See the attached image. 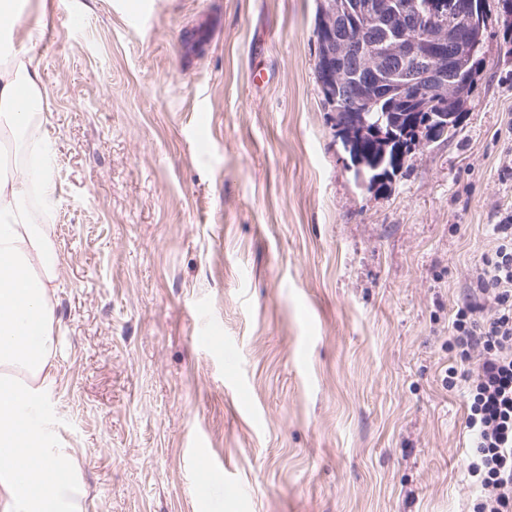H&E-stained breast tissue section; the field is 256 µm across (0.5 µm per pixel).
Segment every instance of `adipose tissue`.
<instances>
[{
    "label": "adipose tissue",
    "mask_w": 512,
    "mask_h": 512,
    "mask_svg": "<svg viewBox=\"0 0 512 512\" xmlns=\"http://www.w3.org/2000/svg\"><path fill=\"white\" fill-rule=\"evenodd\" d=\"M28 51L0 44V136L28 129L42 104ZM45 196L50 170L0 175V512H84L82 467L56 447L42 398L55 383L54 316L59 255L25 207L32 179Z\"/></svg>",
    "instance_id": "ef3b65f1"
}]
</instances>
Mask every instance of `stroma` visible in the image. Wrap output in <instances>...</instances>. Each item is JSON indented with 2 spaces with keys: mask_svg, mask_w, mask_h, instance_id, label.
I'll return each instance as SVG.
<instances>
[{
  "mask_svg": "<svg viewBox=\"0 0 512 512\" xmlns=\"http://www.w3.org/2000/svg\"><path fill=\"white\" fill-rule=\"evenodd\" d=\"M317 6L25 0L61 257L44 409L85 512L472 508L448 318L512 207V53L492 23L454 133L367 189Z\"/></svg>",
  "mask_w": 512,
  "mask_h": 512,
  "instance_id": "35a3bbf8",
  "label": "stroma"
}]
</instances>
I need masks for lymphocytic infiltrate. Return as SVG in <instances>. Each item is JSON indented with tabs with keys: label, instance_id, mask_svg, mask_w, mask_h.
<instances>
[{
	"label": "lymphocytic infiltrate",
	"instance_id": "1",
	"mask_svg": "<svg viewBox=\"0 0 512 512\" xmlns=\"http://www.w3.org/2000/svg\"><path fill=\"white\" fill-rule=\"evenodd\" d=\"M494 249L482 256L470 283L472 301L451 315L464 370H449V386L467 397L466 474L479 494L472 512H512V210L493 225Z\"/></svg>",
	"mask_w": 512,
	"mask_h": 512
}]
</instances>
